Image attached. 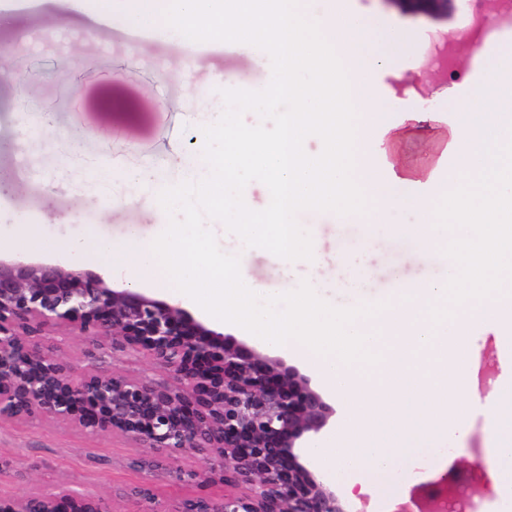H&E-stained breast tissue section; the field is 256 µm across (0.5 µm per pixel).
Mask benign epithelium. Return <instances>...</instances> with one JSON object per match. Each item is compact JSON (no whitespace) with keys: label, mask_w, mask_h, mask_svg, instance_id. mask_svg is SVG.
<instances>
[{"label":"benign epithelium","mask_w":512,"mask_h":512,"mask_svg":"<svg viewBox=\"0 0 512 512\" xmlns=\"http://www.w3.org/2000/svg\"><path fill=\"white\" fill-rule=\"evenodd\" d=\"M440 17L453 0H383ZM65 325L142 352L173 374V386L118 373L68 375L35 340ZM332 407L310 380L275 357L237 345L176 304L114 289L79 270L0 262V419L36 415L92 433L112 432L167 452L208 448L197 495L182 512H347L301 461L298 445L329 422ZM227 487L218 501L215 480ZM437 512L419 489L396 512ZM0 512H110L102 500L58 487L0 497Z\"/></svg>","instance_id":"benign-epithelium-1"}]
</instances>
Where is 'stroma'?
<instances>
[{"mask_svg":"<svg viewBox=\"0 0 512 512\" xmlns=\"http://www.w3.org/2000/svg\"><path fill=\"white\" fill-rule=\"evenodd\" d=\"M350 11L366 17L381 32L402 33L389 48L388 65L373 75L377 99L399 122L397 138L386 151L405 169L412 196L426 195L425 180L442 161L453 119L451 99L472 92L488 60L461 40L472 0H452L448 18L432 21L402 13L383 0H347ZM33 0L8 12L0 22V197L44 225L61 240L79 228H91L113 240L138 226L148 236L168 223L147 188L133 181L101 186L99 167H154L176 179L183 163L197 159L202 147L196 127L223 111L222 84L246 90L265 88L268 60L261 50L246 53L231 42L214 41L189 49L173 35L146 41L125 21L101 25L103 0ZM454 49L463 82L455 83L432 63V56ZM386 224L367 229L337 223L334 214L303 212L298 220L313 237L330 276L321 290L337 307L381 301L397 286L398 276L437 280L447 272L439 255L415 256L394 237L393 224L415 222L414 204H394ZM474 357L484 374L470 373L474 406L466 438L443 458L448 470L466 474L480 465L491 480L494 464L490 402L504 384H512V341L471 330ZM41 345L73 375L117 372L152 383H168L170 373L141 353L113 347L111 340L66 326L44 331ZM285 366L311 380L334 413L300 450L302 462L325 485L345 494L340 479L328 477V460L317 458L316 444L334 434L344 420L340 399L327 393L315 371L292 357ZM211 456L202 450L179 454L143 447L109 433L81 431L49 418L0 419V495L21 497L65 484L103 499L110 512H180L197 493L191 473L208 470ZM417 478L394 470L386 481L368 480V512H386L389 494H410Z\"/></svg>","mask_w":512,"mask_h":512,"instance_id":"1","label":"stroma"}]
</instances>
